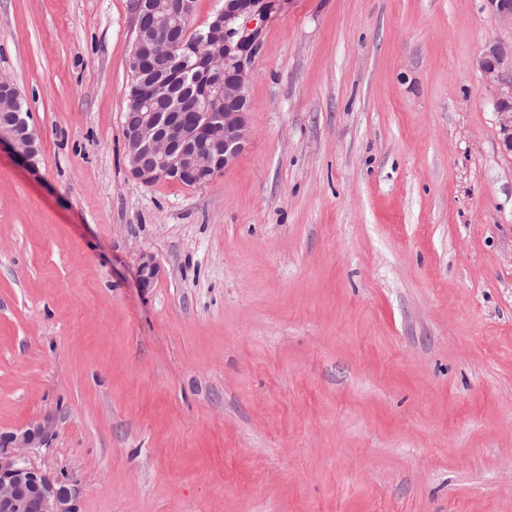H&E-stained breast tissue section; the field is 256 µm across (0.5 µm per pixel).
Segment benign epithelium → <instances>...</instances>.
Returning <instances> with one entry per match:
<instances>
[{
    "instance_id": "obj_1",
    "label": "benign epithelium",
    "mask_w": 512,
    "mask_h": 512,
    "mask_svg": "<svg viewBox=\"0 0 512 512\" xmlns=\"http://www.w3.org/2000/svg\"><path fill=\"white\" fill-rule=\"evenodd\" d=\"M277 0H223L202 35L189 44L153 26L154 3L137 0L136 47L129 60L132 81L127 98L146 109L125 120L123 135L131 176L150 185L161 180L191 186L210 184L236 160L250 137L249 66L260 39L257 21ZM497 17L512 23V0H484ZM169 17L189 22L192 0H170ZM485 83L494 89L501 144L512 152V42H489L477 60ZM8 144L28 166L36 165L39 139L29 122L0 109V144ZM159 264L151 253L139 256L141 287L152 285ZM54 422L0 432V512H75L70 489L30 460L49 442Z\"/></svg>"
}]
</instances>
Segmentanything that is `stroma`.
Wrapping results in <instances>:
<instances>
[{"label":"stroma","instance_id":"35a3bbf8","mask_svg":"<svg viewBox=\"0 0 512 512\" xmlns=\"http://www.w3.org/2000/svg\"><path fill=\"white\" fill-rule=\"evenodd\" d=\"M137 0H0V431L77 512H512V153L483 0H278L251 136L142 185ZM160 272L139 286L140 253ZM485 83L494 89V111L498 114L501 144L512 152V41L489 42L477 60ZM18 91L12 81L0 77V101L2 104L12 102ZM14 110L0 109V145L8 144L13 152L19 156L28 166L35 167L40 153L39 139L35 129L30 126L26 119L29 114L26 102L18 95V104ZM20 112V115L19 113Z\"/></svg>","mask_w":512,"mask_h":512}]
</instances>
